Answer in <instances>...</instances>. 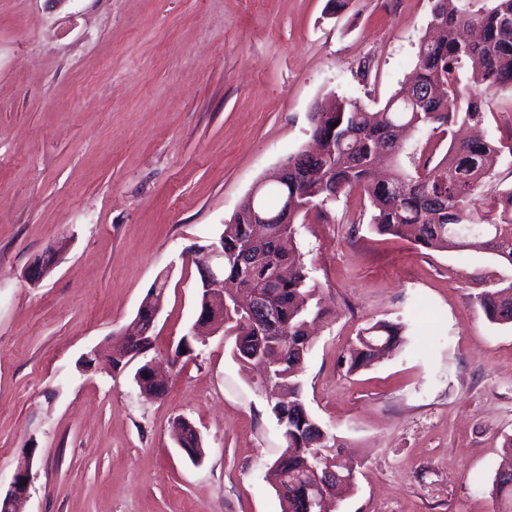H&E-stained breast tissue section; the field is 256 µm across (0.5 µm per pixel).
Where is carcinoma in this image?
<instances>
[{"mask_svg":"<svg viewBox=\"0 0 512 512\" xmlns=\"http://www.w3.org/2000/svg\"><path fill=\"white\" fill-rule=\"evenodd\" d=\"M467 27L478 30L480 39L463 42L460 32ZM428 28L430 36L418 44L411 90H399L376 111L336 96L314 108L311 137L322 142L324 152L299 150L261 180L254 202L224 225L217 241L224 249V301L201 292L202 309L224 313L239 362L279 358L270 385L282 399L270 411L285 443L274 462L288 486L282 512H308L315 474L307 465L314 449L332 448L337 440L308 411L299 380L310 349L306 325L327 313L297 246L299 216L358 189L370 201V223L378 233L408 238L427 250L485 251L512 267V187L502 191L506 205L499 215H473L483 180L501 158H512V135L496 141L448 137L457 123H483L486 98L512 89V0H432ZM402 126L425 137L420 153L409 156V170L400 163L404 145L394 138ZM268 212L279 215V222L271 225L269 238L256 240L255 216ZM285 265L295 273L282 275ZM255 292L283 340L270 338L262 324L238 311V297ZM478 304L488 320L512 323V282L482 292ZM402 336L403 326L390 322L360 329L345 359L347 371L367 366L378 344L399 346ZM493 492L512 512V471L499 473Z\"/></svg>","mask_w":512,"mask_h":512,"instance_id":"cac0c4a2","label":"carcinoma"}]
</instances>
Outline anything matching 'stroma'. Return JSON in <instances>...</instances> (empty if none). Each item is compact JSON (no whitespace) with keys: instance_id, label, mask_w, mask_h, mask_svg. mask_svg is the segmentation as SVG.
Here are the masks:
<instances>
[{"instance_id":"1","label":"stroma","mask_w":512,"mask_h":512,"mask_svg":"<svg viewBox=\"0 0 512 512\" xmlns=\"http://www.w3.org/2000/svg\"><path fill=\"white\" fill-rule=\"evenodd\" d=\"M429 14V0H0V491L34 449L22 512H281L282 431L232 337L195 343L157 398L134 367L83 359L162 274L153 353H173L198 316L190 248L309 143L317 101L376 109L399 89ZM486 112L483 138L512 129V91ZM370 218L354 191L297 236L330 310L303 400L355 464L336 512H505L492 486L512 436V324L476 298L512 268ZM57 245L31 284L26 268ZM378 321L404 324L403 344L347 372L341 357ZM180 417L201 462L173 439Z\"/></svg>"}]
</instances>
